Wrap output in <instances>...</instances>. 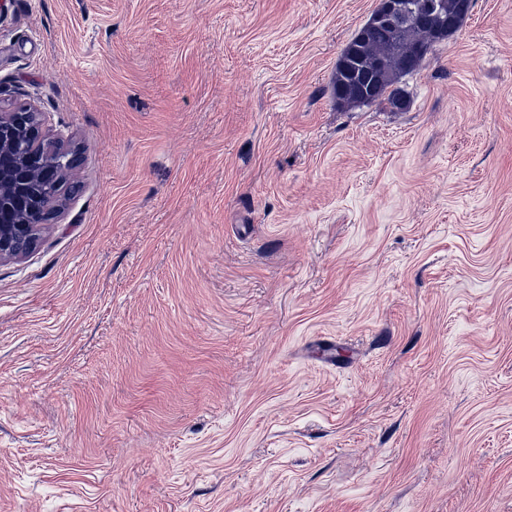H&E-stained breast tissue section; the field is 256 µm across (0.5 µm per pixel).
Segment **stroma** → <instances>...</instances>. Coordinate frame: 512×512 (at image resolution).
<instances>
[{
	"label": "stroma",
	"instance_id": "35a3bbf8",
	"mask_svg": "<svg viewBox=\"0 0 512 512\" xmlns=\"http://www.w3.org/2000/svg\"><path fill=\"white\" fill-rule=\"evenodd\" d=\"M376 0H6L78 154L0 262V512H512V0L352 109ZM338 84H342L346 91V95L343 99H336V104L338 106L356 107L373 103L361 99L360 95L356 91L354 84H352L349 78L345 76L344 71L340 68V66L336 65V72L331 83L332 94L335 93Z\"/></svg>",
	"mask_w": 512,
	"mask_h": 512
}]
</instances>
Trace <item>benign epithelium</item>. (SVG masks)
Listing matches in <instances>:
<instances>
[{
    "mask_svg": "<svg viewBox=\"0 0 512 512\" xmlns=\"http://www.w3.org/2000/svg\"><path fill=\"white\" fill-rule=\"evenodd\" d=\"M440 9V0L419 5L377 0L363 29L405 20L421 22ZM462 24L455 18L445 20L429 39L448 40ZM75 167V155L51 136L36 105L0 111V261L22 257L36 246L42 227L66 205L63 187Z\"/></svg>",
    "mask_w": 512,
    "mask_h": 512,
    "instance_id": "obj_1",
    "label": "benign epithelium"
}]
</instances>
